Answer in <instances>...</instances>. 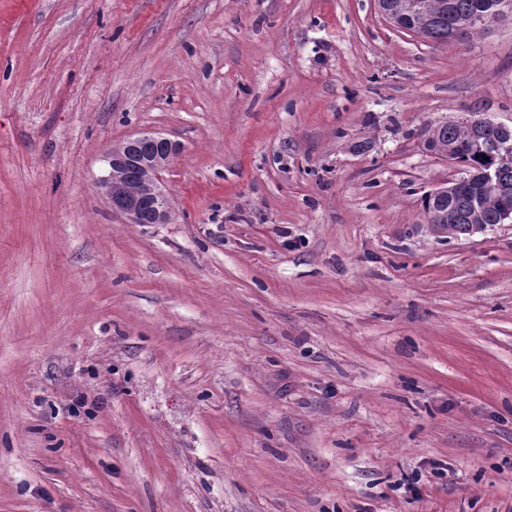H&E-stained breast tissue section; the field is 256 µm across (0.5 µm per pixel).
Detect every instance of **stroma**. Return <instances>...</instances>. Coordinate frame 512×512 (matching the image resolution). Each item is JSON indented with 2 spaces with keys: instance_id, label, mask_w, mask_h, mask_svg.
Returning a JSON list of instances; mask_svg holds the SVG:
<instances>
[{
  "instance_id": "35a3bbf8",
  "label": "stroma",
  "mask_w": 512,
  "mask_h": 512,
  "mask_svg": "<svg viewBox=\"0 0 512 512\" xmlns=\"http://www.w3.org/2000/svg\"><path fill=\"white\" fill-rule=\"evenodd\" d=\"M512 124V15L377 0H0V512H512V223L436 231ZM182 151L172 224L101 157ZM386 10L395 17L394 25L434 43L448 41V32L467 21H476L482 27L490 26L499 19L492 16L512 11V0H383ZM419 4L414 11L411 4ZM481 18V19H480ZM480 19V20H479ZM488 118L478 112H469L463 118L457 120L461 127L474 130L483 127ZM505 131L494 128H484L478 131H468L456 125L442 123L438 125H426L418 131V137H424L428 142V149L436 155H448V161L458 160L469 169L474 177L468 182L458 185L457 181H449V190L447 184H442L432 192L442 193L440 195H426L423 200V210L428 224H437L439 214L446 213L448 210L453 214L454 222L448 224V233L467 234L471 231L480 229L479 226L471 224H502L501 216L503 210L512 206V128L502 123H496ZM511 130L508 131V130ZM508 131V132H506ZM480 139L482 143L496 142L502 148V151H508L511 146V159L506 162L498 161L496 163V172L493 169L484 171L482 180L488 193L500 194L506 192L499 183L506 187L510 194L507 196L488 195L483 191V183L478 173L484 168L486 159L484 154L477 152L473 148V141ZM448 152L450 154H448ZM499 183L496 180V177ZM431 192V193H432ZM474 213H478V218L474 219ZM512 221V210H505L503 222ZM485 224V225H484ZM144 141L163 148L160 155L146 159L137 151ZM181 152V144L160 133H135L127 138L120 150H108L103 161L105 173L95 182L96 193L111 207L112 213L124 218L125 224H171L175 211L166 191L163 173ZM128 168L147 171L151 186L148 199L134 192L121 172Z\"/></svg>"
}]
</instances>
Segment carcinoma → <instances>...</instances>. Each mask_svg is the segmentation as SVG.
<instances>
[{
	"label": "carcinoma",
	"mask_w": 512,
	"mask_h": 512,
	"mask_svg": "<svg viewBox=\"0 0 512 512\" xmlns=\"http://www.w3.org/2000/svg\"><path fill=\"white\" fill-rule=\"evenodd\" d=\"M384 3L386 10L395 17L397 28L434 43L448 41V32L464 22L512 10V0H384ZM418 137L427 140L431 152L451 154L473 174V178L462 185L450 181L446 192L424 198L423 210L428 223H436L439 214L448 211L454 217V222L448 225V232L453 234H467L473 224L501 223L503 210L512 206V159L496 163V177L509 195H488L478 176L486 160L482 153L474 150L473 141L496 142L505 152L512 147V131L484 128L471 132L442 123L420 128Z\"/></svg>",
	"instance_id": "obj_1"
}]
</instances>
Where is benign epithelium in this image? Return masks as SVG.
I'll list each match as a JSON object with an SVG mask.
<instances>
[{
	"instance_id": "1",
	"label": "benign epithelium",
	"mask_w": 512,
	"mask_h": 512,
	"mask_svg": "<svg viewBox=\"0 0 512 512\" xmlns=\"http://www.w3.org/2000/svg\"><path fill=\"white\" fill-rule=\"evenodd\" d=\"M151 141L163 148V152L144 158L137 147ZM181 152V144L160 133H135L127 138L124 146L108 150L103 161L105 173L95 182L96 193L111 207L112 213L124 218L126 224H170L175 211L166 191L163 173L173 164ZM128 168L147 171L151 186L148 196L134 192L121 172Z\"/></svg>"
}]
</instances>
